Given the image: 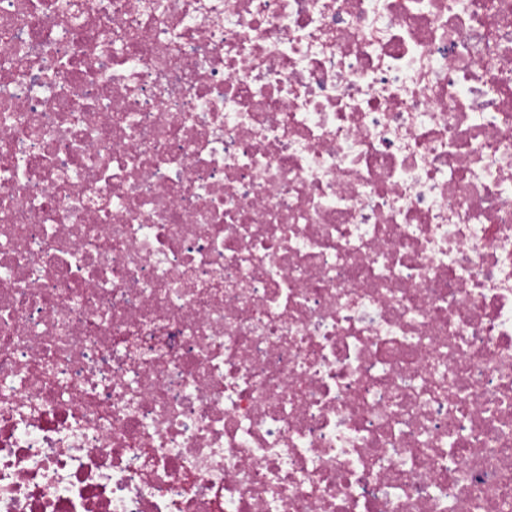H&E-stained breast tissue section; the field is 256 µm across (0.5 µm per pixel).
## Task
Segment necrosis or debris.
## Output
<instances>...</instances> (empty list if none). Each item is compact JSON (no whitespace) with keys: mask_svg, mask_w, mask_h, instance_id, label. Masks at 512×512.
I'll list each match as a JSON object with an SVG mask.
<instances>
[{"mask_svg":"<svg viewBox=\"0 0 512 512\" xmlns=\"http://www.w3.org/2000/svg\"><path fill=\"white\" fill-rule=\"evenodd\" d=\"M0 512H512V0H0Z\"/></svg>","mask_w":512,"mask_h":512,"instance_id":"necrosis-or-debris-1","label":"necrosis or debris"}]
</instances>
